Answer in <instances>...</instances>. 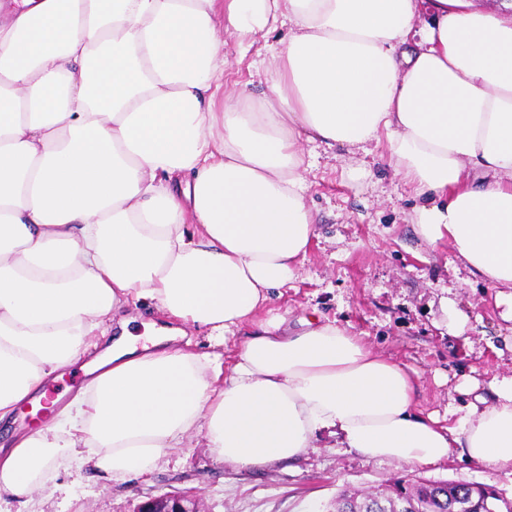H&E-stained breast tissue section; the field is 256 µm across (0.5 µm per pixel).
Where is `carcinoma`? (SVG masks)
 <instances>
[{
	"label": "carcinoma",
	"mask_w": 512,
	"mask_h": 512,
	"mask_svg": "<svg viewBox=\"0 0 512 512\" xmlns=\"http://www.w3.org/2000/svg\"><path fill=\"white\" fill-rule=\"evenodd\" d=\"M482 512L472 485L427 479L398 480L383 492L357 494L347 490L336 497V512Z\"/></svg>",
	"instance_id": "carcinoma-1"
}]
</instances>
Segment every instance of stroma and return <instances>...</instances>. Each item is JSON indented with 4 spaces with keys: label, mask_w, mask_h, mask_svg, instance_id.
<instances>
[{
    "label": "stroma",
    "mask_w": 512,
    "mask_h": 512,
    "mask_svg": "<svg viewBox=\"0 0 512 512\" xmlns=\"http://www.w3.org/2000/svg\"><path fill=\"white\" fill-rule=\"evenodd\" d=\"M287 35L280 27L245 51L227 44L225 86L260 94L259 75ZM302 151L317 236L271 309L287 313L293 328L313 316L346 327L417 372L419 413L457 424L466 388L485 393L494 379L512 376L505 346L512 323L504 321L495 289L474 278L448 244L433 248L418 234L412 218L428 199L395 176L386 137L361 149L306 142ZM454 322L464 323L462 335L447 334ZM419 478L487 485L512 500L511 474L459 458L436 467L379 462L324 433L297 460L228 469L197 433L145 477L115 480L62 460L29 496L1 495L0 512H136L164 493L193 496L203 512H335L341 489L375 491Z\"/></svg>",
    "instance_id": "35a3bbf8"
}]
</instances>
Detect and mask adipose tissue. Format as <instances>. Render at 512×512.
<instances>
[{"label":"adipose tissue","mask_w":512,"mask_h":512,"mask_svg":"<svg viewBox=\"0 0 512 512\" xmlns=\"http://www.w3.org/2000/svg\"><path fill=\"white\" fill-rule=\"evenodd\" d=\"M280 24L259 107L223 91L217 32L243 45ZM383 131L396 173L437 198L422 238L512 321L507 0H0V421L74 363L89 377L0 452V494L28 496L57 458L144 476L196 432L230 468L325 432L373 460L512 474V377L445 425L362 337L260 314L316 234L302 141ZM147 299L175 327L134 334L123 310ZM190 326L244 333L231 372L177 346Z\"/></svg>","instance_id":"ef3b65f1"}]
</instances>
